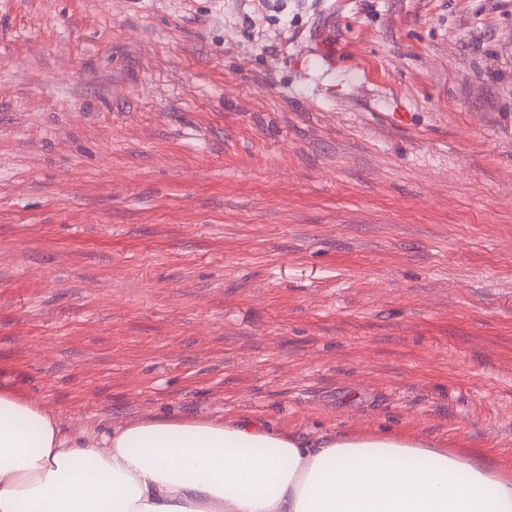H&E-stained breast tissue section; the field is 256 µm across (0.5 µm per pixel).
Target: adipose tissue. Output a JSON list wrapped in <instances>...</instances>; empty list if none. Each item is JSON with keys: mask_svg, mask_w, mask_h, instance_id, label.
<instances>
[{"mask_svg": "<svg viewBox=\"0 0 512 512\" xmlns=\"http://www.w3.org/2000/svg\"><path fill=\"white\" fill-rule=\"evenodd\" d=\"M0 512H512V478L406 434L307 439L248 416L68 431L5 389Z\"/></svg>", "mask_w": 512, "mask_h": 512, "instance_id": "obj_1", "label": "adipose tissue"}]
</instances>
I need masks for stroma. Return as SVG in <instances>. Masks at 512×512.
I'll list each match as a JSON object with an SVG mask.
<instances>
[{
	"label": "stroma",
	"mask_w": 512,
	"mask_h": 512,
	"mask_svg": "<svg viewBox=\"0 0 512 512\" xmlns=\"http://www.w3.org/2000/svg\"><path fill=\"white\" fill-rule=\"evenodd\" d=\"M0 386L512 475V0H0Z\"/></svg>",
	"instance_id": "obj_1"
}]
</instances>
